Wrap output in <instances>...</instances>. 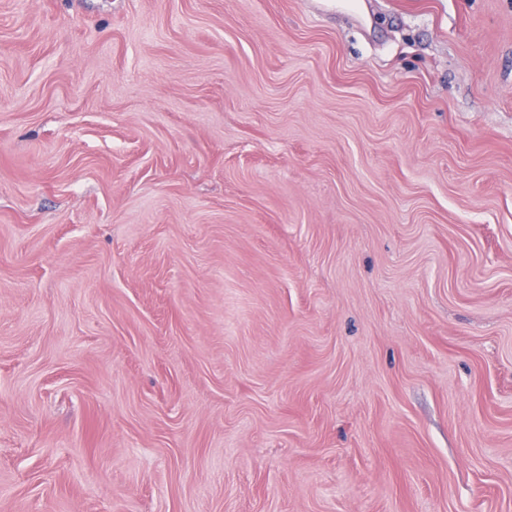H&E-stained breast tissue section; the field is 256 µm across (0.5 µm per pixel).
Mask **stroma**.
<instances>
[{"label": "stroma", "mask_w": 512, "mask_h": 512, "mask_svg": "<svg viewBox=\"0 0 512 512\" xmlns=\"http://www.w3.org/2000/svg\"><path fill=\"white\" fill-rule=\"evenodd\" d=\"M0 512H512V0H0Z\"/></svg>", "instance_id": "obj_1"}]
</instances>
